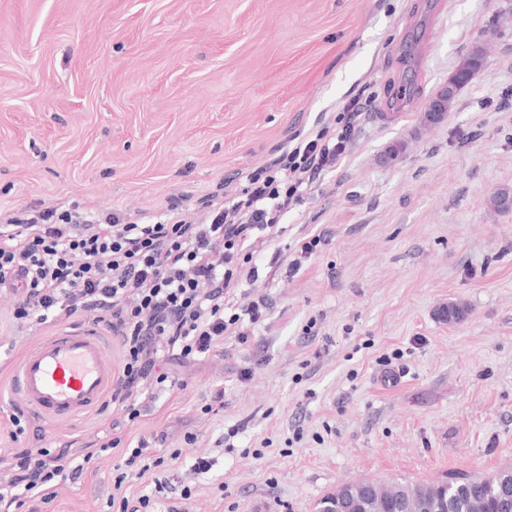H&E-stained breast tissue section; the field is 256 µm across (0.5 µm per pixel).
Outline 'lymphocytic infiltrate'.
Returning a JSON list of instances; mask_svg holds the SVG:
<instances>
[{"label":"lymphocytic infiltrate","mask_w":512,"mask_h":512,"mask_svg":"<svg viewBox=\"0 0 512 512\" xmlns=\"http://www.w3.org/2000/svg\"><path fill=\"white\" fill-rule=\"evenodd\" d=\"M345 111L341 128L310 133L266 166L242 172L238 190L208 195L196 221L183 218L177 202L140 221L114 210L0 213V291L15 297L14 322L37 327L88 317L110 332L122 353L110 400L137 419L147 386L168 380L159 368L163 354L194 359L223 345L228 331L250 336L262 316L258 305L225 313L241 263L277 235L304 189L345 158L363 116L354 101ZM121 443L107 435L91 454L68 445L13 451L0 503L39 512L61 485L81 478L92 457Z\"/></svg>","instance_id":"1"}]
</instances>
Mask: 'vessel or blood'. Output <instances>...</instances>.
I'll list each match as a JSON object with an SVG mask.
<instances>
[{
	"instance_id": "vessel-or-blood-1",
	"label": "vessel or blood",
	"mask_w": 512,
	"mask_h": 512,
	"mask_svg": "<svg viewBox=\"0 0 512 512\" xmlns=\"http://www.w3.org/2000/svg\"><path fill=\"white\" fill-rule=\"evenodd\" d=\"M115 378L103 338L78 326L28 350L15 368L13 388L34 414L69 420L96 406Z\"/></svg>"
}]
</instances>
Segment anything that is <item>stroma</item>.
Returning a JSON list of instances; mask_svg holds the SVG:
<instances>
[{"label": "stroma", "mask_w": 512, "mask_h": 512, "mask_svg": "<svg viewBox=\"0 0 512 512\" xmlns=\"http://www.w3.org/2000/svg\"><path fill=\"white\" fill-rule=\"evenodd\" d=\"M481 75L424 120L459 61ZM365 103L346 158L322 172L251 263L236 305L264 303L199 361H170L136 422L111 406L29 415V448L114 429L175 456L114 490L124 448L93 459L48 512H314L363 479L433 482L512 465V0H0V210L190 216L241 171ZM406 150L392 157L388 148ZM323 243L300 271L297 241ZM470 309L459 324L440 307ZM0 294V455L17 359L48 327L17 328ZM223 406H212L215 390ZM212 467L200 473L198 459Z\"/></svg>", "instance_id": "35a3bbf8"}]
</instances>
